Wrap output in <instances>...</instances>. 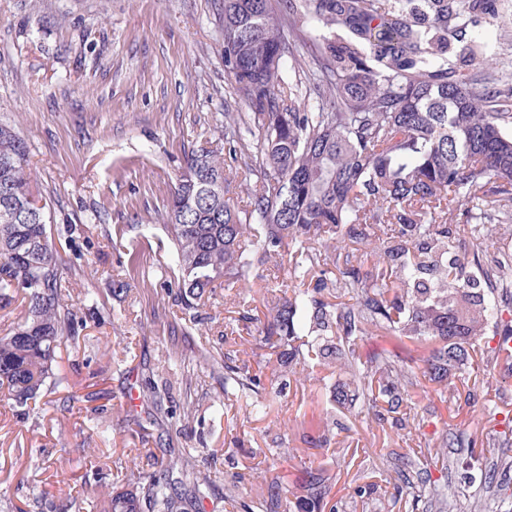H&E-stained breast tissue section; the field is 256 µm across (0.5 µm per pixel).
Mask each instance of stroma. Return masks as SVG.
Here are the masks:
<instances>
[{"label": "stroma", "mask_w": 512, "mask_h": 512, "mask_svg": "<svg viewBox=\"0 0 512 512\" xmlns=\"http://www.w3.org/2000/svg\"><path fill=\"white\" fill-rule=\"evenodd\" d=\"M224 0H0V123L30 146L34 189L47 200L63 283L83 320L63 343L64 379L51 405L0 401V512H92L111 491L130 449L150 473L165 449L212 457L205 512H233L225 493L258 502L277 482L303 512L308 471L330 479L341 512H412L398 495L401 457L434 448L440 463L408 469L427 512H483L512 496V367L489 359L495 326L447 386L423 378L432 346L367 325L361 358L387 356L420 376L393 412L385 403L338 408V377L300 355L267 415L224 396V370L197 366L184 338L174 254L162 230L171 187L192 149L224 142V115L241 111L224 72ZM378 240L319 250L374 275ZM289 256L252 255L250 285L218 286L197 315L207 346L255 349L275 304L314 287ZM169 384V418L141 437L123 408L129 386ZM197 411L183 416L186 396ZM371 492L358 496L357 487ZM445 487L447 503L432 499Z\"/></svg>", "instance_id": "stroma-1"}]
</instances>
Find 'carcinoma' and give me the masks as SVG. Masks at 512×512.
<instances>
[{
	"label": "carcinoma",
	"mask_w": 512,
	"mask_h": 512,
	"mask_svg": "<svg viewBox=\"0 0 512 512\" xmlns=\"http://www.w3.org/2000/svg\"><path fill=\"white\" fill-rule=\"evenodd\" d=\"M504 8L505 0H224V70L248 111L224 113V151H191L171 193L164 228L183 309H198L222 278L248 281L256 245L272 258L308 240L355 242L368 226L382 228L386 269L371 278L353 266L342 271L354 304L327 309L321 279L275 306L261 340L276 355L269 381L292 370L290 341L306 328L315 333L311 351L339 361L367 388L336 389L341 407L366 395L387 398L392 411L403 401L404 369L386 356L356 355L354 341L368 324L435 343L428 374L437 383L466 367L489 322L503 332L493 359L512 361V325L496 295L512 247L479 227L487 207L512 204V77L500 75L482 31L508 26ZM308 28L323 33V45L295 61L289 80L288 57ZM29 154L28 143L0 123V308L19 292L25 302L23 316L0 335V391L19 405L63 383L57 349L76 339L47 204L20 210L34 193ZM240 172L256 177L242 211L224 199ZM460 196L472 204L464 213L470 260L448 259L440 220ZM468 265L487 291L454 287ZM389 273L399 282L394 292ZM192 324L198 359L219 364L199 322ZM241 354L224 352V396L246 399L263 416L270 409L264 383ZM140 397L160 419L162 391L151 385ZM156 465L145 474L129 458L126 480L143 484V496L114 489L101 512H181V490L197 505L208 498L212 478L197 455L172 449ZM307 487L312 512H338L322 471L309 472Z\"/></svg>",
	"instance_id": "carcinoma-1"
}]
</instances>
